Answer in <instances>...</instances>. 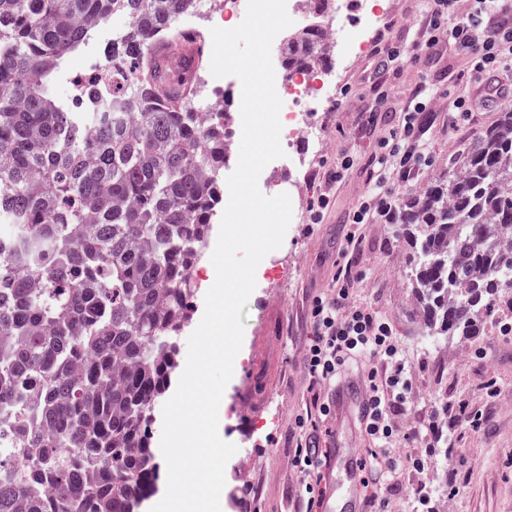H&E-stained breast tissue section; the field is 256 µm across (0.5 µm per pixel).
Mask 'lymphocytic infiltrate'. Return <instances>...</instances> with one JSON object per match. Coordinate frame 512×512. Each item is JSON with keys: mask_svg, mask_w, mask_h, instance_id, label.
<instances>
[{"mask_svg": "<svg viewBox=\"0 0 512 512\" xmlns=\"http://www.w3.org/2000/svg\"><path fill=\"white\" fill-rule=\"evenodd\" d=\"M423 45L428 49L449 47L470 58L474 93L457 98L453 113L472 112L493 97L512 96V0H431ZM438 88L420 79L414 88L416 103L406 111L392 133L388 151L372 155L366 163V189L350 215L348 245L365 224L393 223L400 198L388 186L390 176L409 181L427 157L422 149L428 104ZM336 276L329 292L314 296L310 304L313 339L304 354L310 387L335 385L349 364L360 365L366 394L358 408V421L375 460L372 497L382 500L385 486L407 469L428 470L423 455L401 454L396 445V418L408 403L411 389L408 360L392 323L372 308L353 299L356 279L348 255L336 261ZM292 464L299 475V494L307 505L321 498V457L300 445Z\"/></svg>", "mask_w": 512, "mask_h": 512, "instance_id": "lymphocytic-infiltrate-1", "label": "lymphocytic infiltrate"}]
</instances>
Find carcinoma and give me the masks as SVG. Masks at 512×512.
<instances>
[{
	"label": "carcinoma",
	"mask_w": 512,
	"mask_h": 512,
	"mask_svg": "<svg viewBox=\"0 0 512 512\" xmlns=\"http://www.w3.org/2000/svg\"><path fill=\"white\" fill-rule=\"evenodd\" d=\"M193 4L0 0V512H139L155 488L149 428L223 199L224 113L201 124L147 54ZM117 13L104 69L124 75L60 103L62 60ZM319 23L288 34L283 69L323 60ZM451 167L401 219L430 336L474 335L512 292V108Z\"/></svg>",
	"instance_id": "carcinoma-1"
}]
</instances>
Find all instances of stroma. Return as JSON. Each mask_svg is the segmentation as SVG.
Segmentation results:
<instances>
[{"instance_id": "stroma-1", "label": "stroma", "mask_w": 512, "mask_h": 512, "mask_svg": "<svg viewBox=\"0 0 512 512\" xmlns=\"http://www.w3.org/2000/svg\"><path fill=\"white\" fill-rule=\"evenodd\" d=\"M393 2L395 9L365 58L346 66L327 107L310 113L313 123L330 131L327 149L317 154L304 142L291 148L292 155H314L313 186L301 212L293 214L282 246L259 264L256 288L242 311L243 344L219 420L221 438L241 452L225 468L222 512H296L302 505L291 462L299 435L295 418L312 397L303 367L313 334L309 304L336 273L348 216L365 190L364 164L401 112L412 107L416 83L425 77L440 90L424 114L428 177L447 178L449 153L461 152L505 106L496 99L466 119L449 121L453 100L472 91L468 60L421 47L426 0ZM390 45L408 55L386 66L382 59ZM102 60V50L94 46L68 54L56 77L57 98L68 100V84ZM291 157L276 159L270 172L280 192L288 194L303 177ZM322 194L329 204L317 222L312 204ZM400 231L397 224L363 225L352 255L360 276L355 300L390 320L410 361L411 394L399 420L398 448L434 460L430 472H402L387 494V512H408L420 491L429 495L432 512H512V340L496 330L497 321L512 314V302L493 301L478 335L432 340L414 305L412 258L398 241ZM462 403L482 413L481 430L457 422ZM419 425L424 432L418 437ZM314 438L320 451L343 453L351 463L367 455L354 406L319 423Z\"/></svg>"}]
</instances>
